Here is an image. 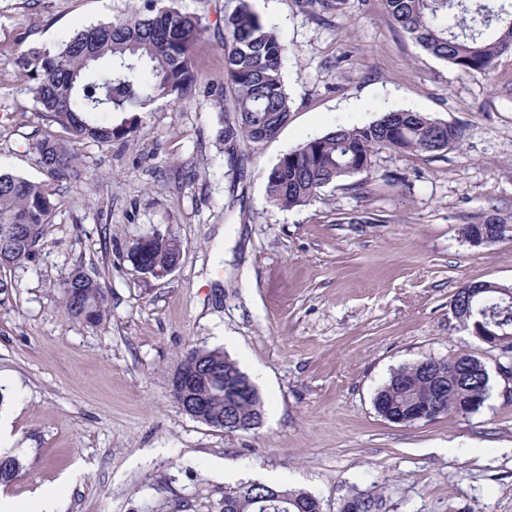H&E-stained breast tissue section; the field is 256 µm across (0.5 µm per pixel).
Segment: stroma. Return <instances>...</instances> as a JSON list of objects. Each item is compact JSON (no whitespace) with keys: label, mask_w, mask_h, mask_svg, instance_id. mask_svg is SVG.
Instances as JSON below:
<instances>
[{"label":"stroma","mask_w":512,"mask_h":512,"mask_svg":"<svg viewBox=\"0 0 512 512\" xmlns=\"http://www.w3.org/2000/svg\"><path fill=\"white\" fill-rule=\"evenodd\" d=\"M141 0H0V168L41 180L28 148L46 119L19 59ZM288 51L291 116L230 166L211 94L230 91L224 15L234 0H177L204 28L190 96L158 98L132 141L77 146L45 245L0 295V423L25 468L0 495L65 485L60 512H224V492L260 481L337 512L357 493L380 512H512V379L493 373L476 413L394 424L373 394L405 363L462 353L493 367L453 312L466 283L512 287V239L476 246L464 225L512 214V53L466 75L394 26L382 0L311 14L251 0ZM464 128L437 154L379 150L371 171L307 205L266 201L265 173L338 125L391 111ZM161 232L182 248L162 277L127 258ZM107 291L105 319L68 313L74 269ZM222 348L255 383L263 420L227 433L186 415L170 382L192 348Z\"/></svg>","instance_id":"1"}]
</instances>
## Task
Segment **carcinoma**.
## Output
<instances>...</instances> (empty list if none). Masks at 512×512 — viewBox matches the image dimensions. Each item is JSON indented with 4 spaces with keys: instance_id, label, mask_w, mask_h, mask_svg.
<instances>
[{
    "instance_id": "carcinoma-1",
    "label": "carcinoma",
    "mask_w": 512,
    "mask_h": 512,
    "mask_svg": "<svg viewBox=\"0 0 512 512\" xmlns=\"http://www.w3.org/2000/svg\"><path fill=\"white\" fill-rule=\"evenodd\" d=\"M349 0H304L317 13H339ZM393 23L424 50L464 74H488L496 61L512 51V0H383ZM203 31L198 18L174 4L143 9L107 23L87 26L58 48L35 47L24 60L34 80L33 93L46 113L48 127L36 132L29 149L43 179L31 181L0 170V272L36 260L45 229L56 209L59 182L77 159L79 140L110 143L132 137L141 114L160 96L183 98L196 75L195 45ZM97 51L103 68L86 64L85 51ZM283 38L267 28L250 0H236L224 15V70L231 82V108L224 93L211 106L224 118L218 140L235 148L274 137L288 123L290 100L282 65ZM464 130L426 114L391 111L363 125L338 126L284 154L265 174L267 202L284 209L308 204L321 189L372 168L379 149L435 154L462 142ZM481 224H497L499 239L512 238V215L486 214ZM477 223V224H479ZM477 224L463 228L465 238L478 234ZM181 256L180 242L160 232L133 242L127 258L140 272L162 277ZM63 300L71 315L100 322L107 294L95 278L77 269L63 283ZM482 326L512 337V288L494 285L476 303ZM471 373L460 376L461 368ZM180 369L197 370L189 389L203 402L202 423L226 433L262 415L261 401L249 376L222 349H192ZM443 387L436 416L467 415L488 400L490 373L472 354L450 359L432 357L395 369L375 392V408H384L401 424L417 421L414 407ZM16 455L0 456V484L23 471ZM322 507L319 498L302 490L247 481L224 491V512H301Z\"/></svg>"
}]
</instances>
